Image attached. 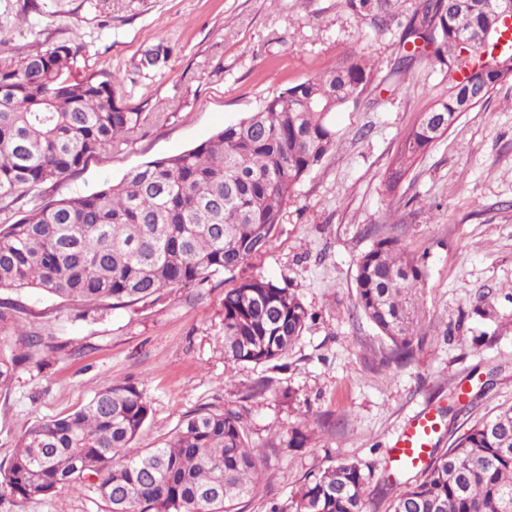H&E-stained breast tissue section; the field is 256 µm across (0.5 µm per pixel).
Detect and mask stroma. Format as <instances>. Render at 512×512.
Listing matches in <instances>:
<instances>
[{
	"label": "stroma",
	"mask_w": 512,
	"mask_h": 512,
	"mask_svg": "<svg viewBox=\"0 0 512 512\" xmlns=\"http://www.w3.org/2000/svg\"><path fill=\"white\" fill-rule=\"evenodd\" d=\"M419 2L392 0L379 34L344 0H0L1 65L21 51L69 45L75 75L115 77L118 98L141 114L134 137L19 199L15 220L40 200L89 194L187 151L349 57L364 58L373 74L358 101L333 114L334 145L294 188L270 245L236 274L118 307L78 309L32 288L0 292L16 306L0 322V347L18 349L20 328L47 344L0 390V463L27 425L129 382L150 404L135 447H152L198 408L238 410L264 470L241 512H294L305 479L345 458L369 469V489L379 491L395 471L389 448L422 409L443 413L445 448L480 417L512 405V81L462 113L388 187L404 135L452 85L447 63L432 55L393 83ZM160 42L171 48L166 59L139 67ZM388 236L425 272L418 344L404 365L383 364L388 342L356 298L359 257ZM238 277L273 280L317 315L278 368L225 362L224 293ZM261 380L268 390L253 395ZM296 430L306 443L285 447ZM0 512L108 506L92 489H63L48 499L0 497Z\"/></svg>",
	"instance_id": "1"
}]
</instances>
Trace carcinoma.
I'll return each mask as SVG.
<instances>
[{
	"label": "carcinoma",
	"instance_id": "obj_1",
	"mask_svg": "<svg viewBox=\"0 0 512 512\" xmlns=\"http://www.w3.org/2000/svg\"><path fill=\"white\" fill-rule=\"evenodd\" d=\"M491 0H423L403 36L412 45L392 71L400 81L424 43L448 49L457 74L448 99L424 113L404 137L394 188L425 152L442 118L465 112L500 80L497 20ZM383 29L390 0H345ZM66 44L19 54L0 65V212L22 196L76 172L93 154L132 136L141 113L115 96L114 80L72 74ZM372 67L345 66L273 96L262 107L178 155L148 161L121 182L87 195L62 196L0 224V290L34 288L75 305L146 302L219 272H235L271 242L296 184L318 166L335 132L331 114L355 101ZM398 239L376 241L359 259L357 305L391 341L389 358L413 352V296L424 278ZM313 314L271 280L245 277L224 293V356L238 366L281 360ZM26 351L0 350V388L41 338L24 330ZM150 405L126 382L94 394L64 417L26 427L0 465V496L47 499L90 484L109 512H239L263 479L261 455L242 414L198 408L175 433L128 456ZM369 475L342 459L310 476L295 512H369ZM388 512H512V407L478 420L448 448L434 450L419 477L404 481Z\"/></svg>",
	"mask_w": 512,
	"mask_h": 512
}]
</instances>
